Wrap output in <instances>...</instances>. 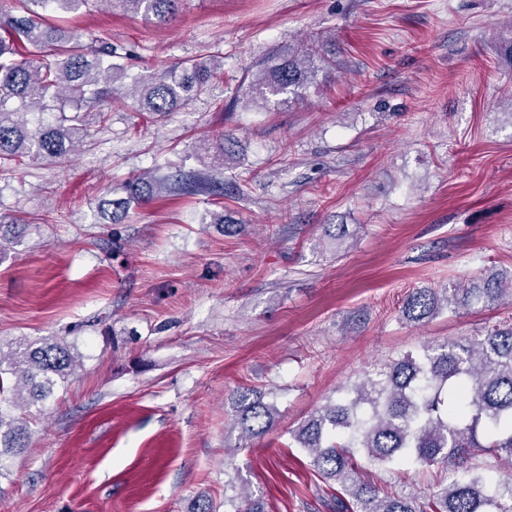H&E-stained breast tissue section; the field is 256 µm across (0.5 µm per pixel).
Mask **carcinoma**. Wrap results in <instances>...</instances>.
I'll return each mask as SVG.
<instances>
[{"label": "carcinoma", "mask_w": 512, "mask_h": 512, "mask_svg": "<svg viewBox=\"0 0 512 512\" xmlns=\"http://www.w3.org/2000/svg\"><path fill=\"white\" fill-rule=\"evenodd\" d=\"M92 0H16V13L0 20V169L23 159H64L93 136L92 123L107 121L112 108L164 115L205 91L223 71V57L183 61L157 75L133 80L116 61L112 43L93 44L47 19L53 8L78 13ZM126 13L166 24L179 0H101ZM311 42L303 58L266 67L255 84L263 100L298 94L309 83V64L319 56ZM234 140L222 136L204 145L208 168L224 169ZM166 180L144 175L109 190L99 205L105 224H118L131 202L146 203L163 190ZM181 195L212 194L211 177L190 174L174 180ZM512 304V270L490 272L463 288L412 292L403 313L420 322L441 306ZM71 347L56 336L0 348V470L26 447L28 429L16 408L42 405L57 384L75 373ZM16 378L5 394L4 375ZM235 424L252 439L274 424L275 406L246 389L234 398ZM306 450L313 471L341 484L337 512H512V321L484 328L472 337L437 346L424 345L383 370L347 388L311 412L293 432ZM506 460L509 474L496 479L476 461L478 454ZM374 466L415 464L463 469L460 478L440 485L430 496L382 495L359 477L358 455ZM232 512H265L250 494L232 502Z\"/></svg>", "instance_id": "carcinoma-1"}]
</instances>
